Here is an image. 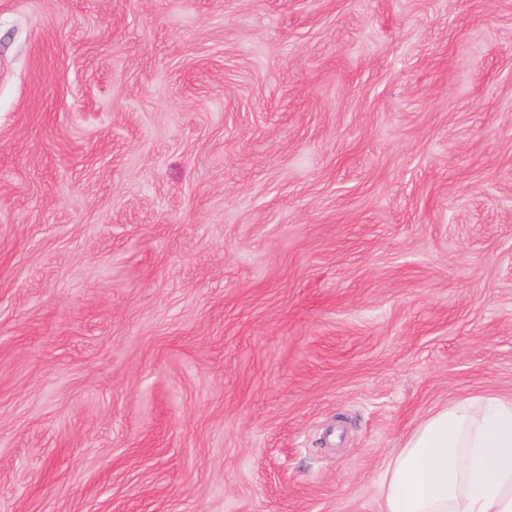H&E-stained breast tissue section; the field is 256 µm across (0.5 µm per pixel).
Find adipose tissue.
<instances>
[{"instance_id":"1","label":"adipose tissue","mask_w":512,"mask_h":512,"mask_svg":"<svg viewBox=\"0 0 512 512\" xmlns=\"http://www.w3.org/2000/svg\"><path fill=\"white\" fill-rule=\"evenodd\" d=\"M382 492V512H512V398L434 412L383 473Z\"/></svg>"}]
</instances>
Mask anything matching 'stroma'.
Instances as JSON below:
<instances>
[{"label": "stroma", "instance_id": "stroma-1", "mask_svg": "<svg viewBox=\"0 0 512 512\" xmlns=\"http://www.w3.org/2000/svg\"><path fill=\"white\" fill-rule=\"evenodd\" d=\"M512 397V0H0V512H381Z\"/></svg>", "mask_w": 512, "mask_h": 512}]
</instances>
